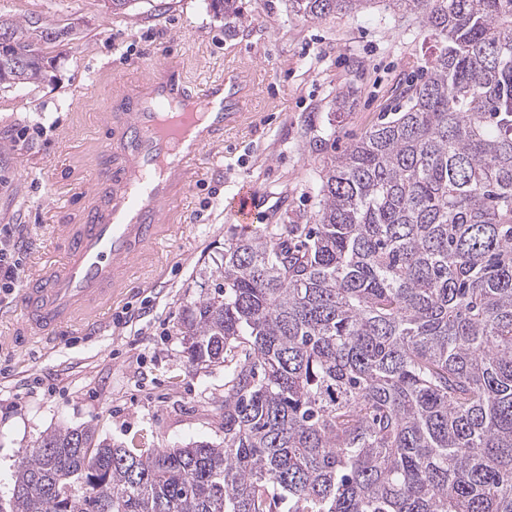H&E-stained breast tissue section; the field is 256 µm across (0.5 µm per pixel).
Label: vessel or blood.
Returning <instances> with one entry per match:
<instances>
[{
    "label": "vessel or blood",
    "instance_id": "vessel-or-blood-1",
    "mask_svg": "<svg viewBox=\"0 0 512 512\" xmlns=\"http://www.w3.org/2000/svg\"><path fill=\"white\" fill-rule=\"evenodd\" d=\"M249 97V75L236 64L194 86L178 65H161L131 89L122 123L102 122L110 162L90 185L97 203L82 223L53 225L62 254L41 255L22 283L12 348L35 342L50 351L74 333L96 334L129 273L167 232L165 217L203 152L245 122Z\"/></svg>",
    "mask_w": 512,
    "mask_h": 512
}]
</instances>
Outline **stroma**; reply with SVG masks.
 I'll list each match as a JSON object with an SVG mask.
<instances>
[{
	"instance_id": "1",
	"label": "stroma",
	"mask_w": 512,
	"mask_h": 512,
	"mask_svg": "<svg viewBox=\"0 0 512 512\" xmlns=\"http://www.w3.org/2000/svg\"><path fill=\"white\" fill-rule=\"evenodd\" d=\"M226 25L210 0H137L112 13L104 0H0V16L60 31L44 51L41 80L0 90V226L31 265L51 249L54 224L81 223L95 203L103 112L156 63L180 64L198 83L236 60L256 87L251 121L205 151L171 210L176 229L149 251L99 338L80 335L47 353H0V500L9 499L25 452L57 427L90 426L144 454L224 439V367L193 365L185 351L187 304L210 283L224 241L242 229L227 209L253 189V228L319 208L320 171L394 110L419 81L431 51L416 21L395 20L386 0L309 22L288 0H244ZM345 108H338L339 93Z\"/></svg>"
}]
</instances>
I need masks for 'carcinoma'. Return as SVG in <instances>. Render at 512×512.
<instances>
[{
	"instance_id": "1",
	"label": "carcinoma",
	"mask_w": 512,
	"mask_h": 512,
	"mask_svg": "<svg viewBox=\"0 0 512 512\" xmlns=\"http://www.w3.org/2000/svg\"><path fill=\"white\" fill-rule=\"evenodd\" d=\"M388 2L435 41L425 78L327 158L309 223L225 240L185 310L188 358L227 370L224 441L54 429L0 512H512V0ZM1 29L0 88L39 80L58 33Z\"/></svg>"
}]
</instances>
